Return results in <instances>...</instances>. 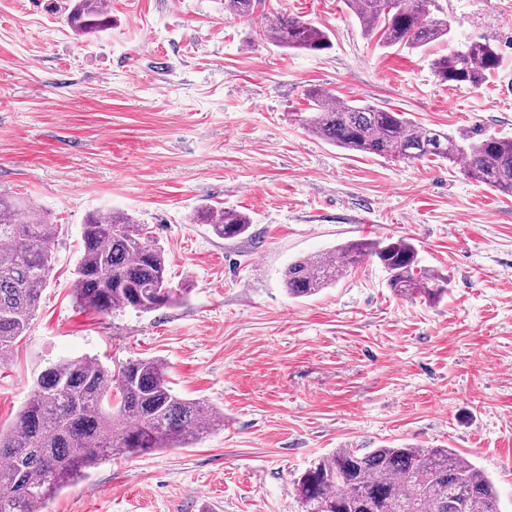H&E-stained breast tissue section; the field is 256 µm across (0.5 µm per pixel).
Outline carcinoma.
Instances as JSON below:
<instances>
[{
  "label": "carcinoma",
  "instance_id": "obj_1",
  "mask_svg": "<svg viewBox=\"0 0 512 512\" xmlns=\"http://www.w3.org/2000/svg\"><path fill=\"white\" fill-rule=\"evenodd\" d=\"M362 28L385 47L417 49L448 36V20L432 16L435 0H350ZM265 0H224L235 17L250 16ZM82 33L103 31L109 14L102 0H77L69 17ZM259 35L272 45L300 51L331 48L326 28L286 13L264 14ZM445 84L481 86L498 66L490 43L471 40L432 60ZM306 128L344 150L406 162L429 157L462 162L479 183L512 195V138L486 136L471 142L418 124L403 112L327 92L310 94ZM194 224H208L224 239L244 234L246 215L205 206ZM58 225L37 209L0 192V355L30 328L53 270ZM73 295L98 313L132 308L148 313L176 305L167 261L152 243L150 228L120 212L94 214L83 224ZM384 269L387 286L405 298L437 302L448 276L421 263L407 238L353 241L327 257L288 267L293 298L311 297L335 284L365 260ZM224 413L177 395L168 366L158 358L129 361L112 371L92 358L60 359L37 376L10 429L0 430V512H43L61 489L116 455L137 456L159 448H186L217 427ZM301 512H500L492 479L451 448L382 446L363 452L338 448L295 482Z\"/></svg>",
  "mask_w": 512,
  "mask_h": 512
}]
</instances>
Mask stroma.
I'll return each mask as SVG.
<instances>
[{
    "mask_svg": "<svg viewBox=\"0 0 512 512\" xmlns=\"http://www.w3.org/2000/svg\"><path fill=\"white\" fill-rule=\"evenodd\" d=\"M448 38L380 46L347 0H266L316 22L321 52L261 39V14L224 0H108L94 35L74 0H0V191L57 225L54 269L26 335L0 360V428L46 362L168 364L174 391L224 414L186 448L115 456L46 512H300L294 482L338 448L447 446L512 512V196L447 161L351 154L303 125L309 90L404 112L478 139L512 136V0H437ZM492 43L480 87L440 83L431 61ZM204 206L246 214L226 240ZM149 225L185 297L100 315L74 299L95 212ZM405 237L448 274L439 302L407 299L366 261L308 298L288 267L353 240Z\"/></svg>",
    "mask_w": 512,
    "mask_h": 512,
    "instance_id": "35a3bbf8",
    "label": "stroma"
}]
</instances>
